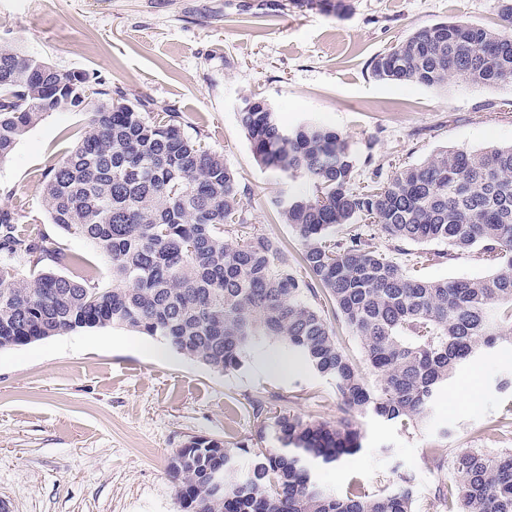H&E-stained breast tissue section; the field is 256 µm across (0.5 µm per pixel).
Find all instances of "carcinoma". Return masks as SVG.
<instances>
[{
    "mask_svg": "<svg viewBox=\"0 0 512 512\" xmlns=\"http://www.w3.org/2000/svg\"><path fill=\"white\" fill-rule=\"evenodd\" d=\"M341 13L345 0H297ZM380 81L441 88L512 84V34L462 21L424 27L370 63ZM88 114L85 131L51 168L43 193L51 223L84 238L110 264L112 282L51 269L65 259L33 232L21 208L0 209V349L79 328L119 326L159 338L221 371L239 368L255 341L277 342L334 382L355 418L336 422L280 413L277 448L191 439L168 470L189 512H417L410 479L392 495L323 493L310 464L363 448L356 417L405 423L431 411L436 393L481 346L512 341V145L447 147L403 166L384 184L354 183L356 158L334 130L283 126L271 105L246 97L237 113L258 166L306 190L273 201L302 246L297 273L281 243L246 231L245 190L224 155L184 132L180 112H152L120 88L90 82L0 41V161L51 112ZM404 243L479 248L496 262L481 278L410 275L380 250ZM27 263L46 268L22 275ZM357 338L368 384L322 314ZM460 484L449 512H512V452L468 449L452 458Z\"/></svg>",
    "mask_w": 512,
    "mask_h": 512,
    "instance_id": "obj_1",
    "label": "carcinoma"
}]
</instances>
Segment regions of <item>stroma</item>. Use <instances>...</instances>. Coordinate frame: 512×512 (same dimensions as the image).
<instances>
[{"label": "stroma", "instance_id": "1", "mask_svg": "<svg viewBox=\"0 0 512 512\" xmlns=\"http://www.w3.org/2000/svg\"><path fill=\"white\" fill-rule=\"evenodd\" d=\"M336 15L292 0H0V40L61 70H80L145 99L155 112H181L188 135L223 154L245 188L251 221L277 238L290 259L301 246L271 201L288 188L255 162L238 124L245 97L265 99L288 127L311 120L333 128L357 158V183L389 178L448 146L480 150L512 144V86L464 79L442 89L379 81L370 62L418 29L448 20L499 26L492 0H346ZM80 112H53L0 161V207L23 205L34 228L70 258L59 273L89 269L110 278L108 262L81 237L51 224L45 173L83 132ZM431 280L493 272L478 250L410 244L400 263L422 253ZM288 350L253 348L243 366L222 372L166 342L120 327L82 328L0 350V504L7 512H184L168 472L191 438L274 447L251 403L267 415L344 419L332 380L295 362ZM477 376L474 401L458 399ZM362 449L317 463L330 493L358 482L370 494L410 478L418 512H448L439 488L456 486L451 457L461 450L512 449V344L460 368L409 426L366 417ZM439 449L433 462L430 449Z\"/></svg>", "mask_w": 512, "mask_h": 512}]
</instances>
